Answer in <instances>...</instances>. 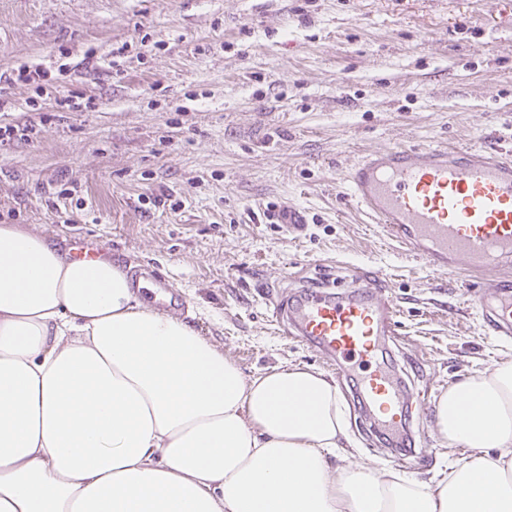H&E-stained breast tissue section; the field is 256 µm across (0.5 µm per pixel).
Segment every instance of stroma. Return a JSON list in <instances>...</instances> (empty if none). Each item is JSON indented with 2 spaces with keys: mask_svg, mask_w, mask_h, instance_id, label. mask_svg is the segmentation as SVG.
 Here are the masks:
<instances>
[{
  "mask_svg": "<svg viewBox=\"0 0 512 512\" xmlns=\"http://www.w3.org/2000/svg\"><path fill=\"white\" fill-rule=\"evenodd\" d=\"M0 225L62 250L93 242L170 281L169 311L244 376L324 369L278 330L271 285L379 271L400 310L386 361L419 394L414 452L390 453L350 412L354 460L430 481L456 463L433 407L449 383L512 360L477 273L434 274L345 198L341 173L392 145L512 154V0H0ZM70 97L91 108L55 112ZM308 219L269 223L270 205ZM428 466L410 467L411 455ZM48 76L51 77V71L41 66L36 67L34 70H31L28 66H21L12 71L8 77L5 76L4 78L5 82L10 84L18 81L25 83L33 82L37 84V90H42L43 86L40 85V82L44 81V83H48Z\"/></svg>",
  "mask_w": 512,
  "mask_h": 512,
  "instance_id": "stroma-1",
  "label": "stroma"
}]
</instances>
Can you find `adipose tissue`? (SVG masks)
<instances>
[{"label": "adipose tissue", "mask_w": 512, "mask_h": 512, "mask_svg": "<svg viewBox=\"0 0 512 512\" xmlns=\"http://www.w3.org/2000/svg\"><path fill=\"white\" fill-rule=\"evenodd\" d=\"M434 421L469 461L367 467L324 372L244 377L120 265L0 225V512H512V361L449 384Z\"/></svg>", "instance_id": "1"}]
</instances>
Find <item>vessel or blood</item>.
<instances>
[{
    "label": "vessel or blood",
    "instance_id": "obj_1",
    "mask_svg": "<svg viewBox=\"0 0 512 512\" xmlns=\"http://www.w3.org/2000/svg\"><path fill=\"white\" fill-rule=\"evenodd\" d=\"M344 181L347 200L434 273L460 265L497 267L501 276L482 280L476 294L493 335L512 337V155L495 149L389 146L365 155ZM275 224L302 230L296 207L267 211ZM272 316L287 335L323 355L337 377L353 366L369 370L358 379L364 409L390 439L405 432L410 393L379 355L395 335L398 308L384 295L379 274L352 268L344 293L291 283L287 300Z\"/></svg>",
    "mask_w": 512,
    "mask_h": 512
}]
</instances>
